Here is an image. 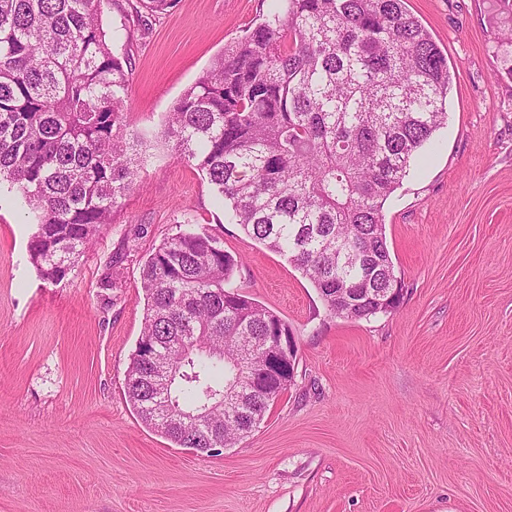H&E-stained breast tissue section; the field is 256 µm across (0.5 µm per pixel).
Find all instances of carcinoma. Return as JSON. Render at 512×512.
<instances>
[{
    "mask_svg": "<svg viewBox=\"0 0 512 512\" xmlns=\"http://www.w3.org/2000/svg\"><path fill=\"white\" fill-rule=\"evenodd\" d=\"M104 0H0V184L34 215L43 279H65L112 223L146 141L124 120L132 62L112 51ZM176 0H137L138 24ZM448 58L406 0H271L168 113L162 137L202 172L244 233L294 264L334 315L396 309L383 208L447 121ZM239 260L186 228L142 265L147 304L125 388L180 448H231L287 388L248 382L283 320L232 284ZM241 382L231 404L225 391Z\"/></svg>",
    "mask_w": 512,
    "mask_h": 512,
    "instance_id": "1",
    "label": "carcinoma"
}]
</instances>
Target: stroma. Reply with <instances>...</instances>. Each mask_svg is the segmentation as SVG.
<instances>
[{
	"label": "stroma",
	"instance_id": "1",
	"mask_svg": "<svg viewBox=\"0 0 512 512\" xmlns=\"http://www.w3.org/2000/svg\"><path fill=\"white\" fill-rule=\"evenodd\" d=\"M407 7L448 57V120L384 205L403 299L355 321L230 223L160 137L268 0H178L130 34L128 0H105L103 28L133 64L127 127L159 142L58 283L29 259V207L0 188V512H512V46L492 0ZM186 220L241 258L234 285L296 344L259 428L208 453L145 426L125 392L141 264Z\"/></svg>",
	"mask_w": 512,
	"mask_h": 512
}]
</instances>
